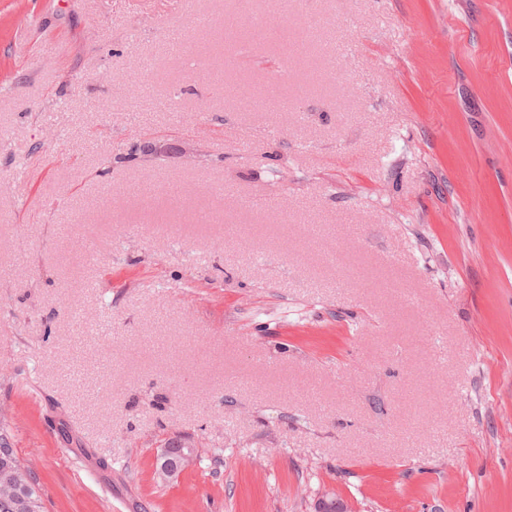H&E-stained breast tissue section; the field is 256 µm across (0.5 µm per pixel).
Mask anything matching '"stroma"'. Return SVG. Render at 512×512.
Segmentation results:
<instances>
[{
    "label": "stroma",
    "mask_w": 512,
    "mask_h": 512,
    "mask_svg": "<svg viewBox=\"0 0 512 512\" xmlns=\"http://www.w3.org/2000/svg\"><path fill=\"white\" fill-rule=\"evenodd\" d=\"M0 409L48 512H512V0H0Z\"/></svg>",
    "instance_id": "obj_1"
}]
</instances>
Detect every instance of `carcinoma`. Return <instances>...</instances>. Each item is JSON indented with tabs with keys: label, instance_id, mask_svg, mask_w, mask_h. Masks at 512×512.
<instances>
[{
	"label": "carcinoma",
	"instance_id": "cac0c4a2",
	"mask_svg": "<svg viewBox=\"0 0 512 512\" xmlns=\"http://www.w3.org/2000/svg\"><path fill=\"white\" fill-rule=\"evenodd\" d=\"M192 450L187 440L174 441L159 464L174 469L182 454ZM32 501L36 502L37 512H46L38 478L12 448L9 423L3 417L0 419V512H31L29 503Z\"/></svg>",
	"mask_w": 512,
	"mask_h": 512
}]
</instances>
